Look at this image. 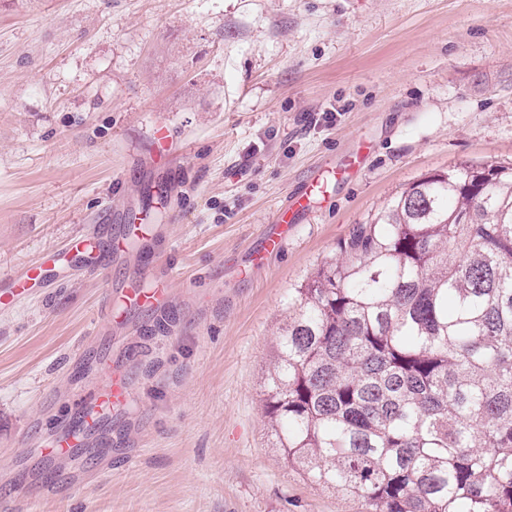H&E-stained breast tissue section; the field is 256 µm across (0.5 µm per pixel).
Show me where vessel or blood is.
<instances>
[{
  "label": "vessel or blood",
  "instance_id": "1",
  "mask_svg": "<svg viewBox=\"0 0 512 512\" xmlns=\"http://www.w3.org/2000/svg\"><path fill=\"white\" fill-rule=\"evenodd\" d=\"M328 189L326 173L311 177L301 190L291 198L289 205L279 208L273 224L263 232L259 245L254 248L248 262L258 268L265 264L268 257L281 250L288 234V226L299 213L308 210L311 202L322 196ZM149 227L136 223L131 217H124L122 226L104 225L102 235L107 239V248H100L98 242L78 235L68 242L71 252L91 258L97 271H104L112 261L114 250L120 249L128 237L148 233ZM55 256L43 257L41 262L32 265L19 274L6 290L7 297L13 298L28 293L34 287H51L60 276V269L55 265ZM169 282L156 277L150 284L131 282L114 292L105 293L101 300V311L105 318L122 319L128 311H157L165 309L168 304ZM129 385L126 377L113 375L111 382L88 395L79 396L72 407L71 416L63 421L51 434L44 448L39 449V456L47 461L73 454L76 449L87 447L89 439L85 432L97 426L101 417L110 410L122 407L128 400Z\"/></svg>",
  "mask_w": 512,
  "mask_h": 512
}]
</instances>
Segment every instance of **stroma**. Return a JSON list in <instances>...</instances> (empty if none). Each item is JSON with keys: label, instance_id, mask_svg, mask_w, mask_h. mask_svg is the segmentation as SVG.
Masks as SVG:
<instances>
[{"label": "stroma", "instance_id": "obj_1", "mask_svg": "<svg viewBox=\"0 0 512 512\" xmlns=\"http://www.w3.org/2000/svg\"><path fill=\"white\" fill-rule=\"evenodd\" d=\"M464 164L512 166V0H0V282L96 232L104 204L172 191L107 274L75 260L0 306V508L360 512L273 446L276 329L353 225ZM327 167L328 198L241 274ZM157 267L166 312L104 324L108 286ZM116 366L132 397L111 444L54 459L16 500L51 423Z\"/></svg>", "mask_w": 512, "mask_h": 512}]
</instances>
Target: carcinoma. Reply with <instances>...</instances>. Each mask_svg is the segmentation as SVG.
<instances>
[{
	"label": "carcinoma",
	"instance_id": "1",
	"mask_svg": "<svg viewBox=\"0 0 512 512\" xmlns=\"http://www.w3.org/2000/svg\"><path fill=\"white\" fill-rule=\"evenodd\" d=\"M363 512H512V166L412 183L288 300L263 405Z\"/></svg>",
	"mask_w": 512,
	"mask_h": 512
}]
</instances>
